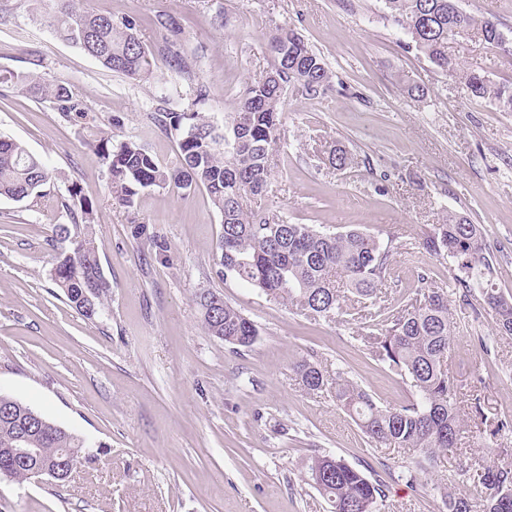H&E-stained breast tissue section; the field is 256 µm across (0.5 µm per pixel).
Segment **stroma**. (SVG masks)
Instances as JSON below:
<instances>
[{
  "label": "stroma",
  "instance_id": "35a3bbf8",
  "mask_svg": "<svg viewBox=\"0 0 512 512\" xmlns=\"http://www.w3.org/2000/svg\"><path fill=\"white\" fill-rule=\"evenodd\" d=\"M114 20L135 18L149 49L180 53L183 72L159 63L132 80L103 69L53 36L33 0H0V71L32 73L69 86L89 123L132 138L173 166V136L158 109L186 108L197 83L211 96L201 111L226 119L247 84L273 65L277 27L292 28L332 73L315 99L289 90L273 172L243 205L326 232L357 229L390 250L389 283L376 309L449 289L455 325L448 374L458 384L466 430L457 451L427 464L416 484L400 472L404 448L378 449L336 405L333 393L305 392L296 366L344 370L377 400L409 398L361 343L374 330L367 308L313 320L233 278L216 274L222 217L204 188L180 195L144 190L116 204L108 173L80 123L50 100L0 85V134L21 141L52 171L36 198L0 197V393L84 437L95 455L75 478H0V512H330L305 481L312 457L330 454L374 470L386 484L380 512H443L438 484L477 479L483 466L512 467V336L496 331L480 298L453 294L457 267L417 243L449 214L477 224L512 300V112L469 99L459 73H443L385 15L383 0H91ZM493 20L505 47L475 32L448 38L461 70L512 84V0H458ZM426 90L409 95L412 86ZM351 160L337 170L335 150ZM95 203L93 236L111 297L97 316L79 314L51 280L57 228L72 216L71 186ZM146 224L169 247L159 263L131 235ZM209 291L240 310L259 335L236 349L209 336L194 302Z\"/></svg>",
  "mask_w": 512,
  "mask_h": 512
}]
</instances>
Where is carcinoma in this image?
<instances>
[{"instance_id":"obj_1","label":"carcinoma","mask_w":512,"mask_h":512,"mask_svg":"<svg viewBox=\"0 0 512 512\" xmlns=\"http://www.w3.org/2000/svg\"><path fill=\"white\" fill-rule=\"evenodd\" d=\"M41 19L64 43L80 49L103 68L133 80L152 76L157 57L135 33L137 21L117 23L112 15L94 10L89 0H45ZM389 17L407 31L414 47L443 72L458 64L448 58V33L477 30L490 44L503 43L497 25L464 12L457 0H384ZM276 79L248 85L232 117L231 126L219 123L194 107L210 97L198 85L182 112L163 108L155 122L174 135L178 164H159L138 142L113 136L95 126L84 127L89 143L106 166L113 200L130 206L143 190L159 187L187 191L206 188L221 214L223 231L217 246V273L283 303L299 306L314 319H332L347 312L348 303L377 297L389 264V250L357 229L327 234L308 224L273 221L244 210L240 199L262 194L271 178V156L279 136L282 105L288 84L296 83L312 99L323 93L332 75L323 59L294 30L282 28L268 40ZM469 96L491 99L512 112V85H496L477 72L463 73ZM11 84L33 96L49 95L63 116L86 119L85 112L65 85H52L36 75L0 74V84ZM52 178L51 170L21 143L0 135V197L21 201L38 195ZM72 206L83 222L58 231L60 249L51 278L66 300L88 319L104 308L111 293L91 231L94 203L78 186L69 189ZM134 237L155 256L167 257V243L148 233L147 225L134 226ZM432 255L454 259L463 276L456 278L459 299L469 303L480 294L494 313L497 331L512 335V302L493 283V266L478 225L454 215L422 242ZM346 276L336 284V271ZM201 324L208 335L239 347L253 345L258 330L242 312L212 292L195 296ZM378 333L368 336L372 355L393 376L409 384L412 400L399 407L386 406L347 372L336 370L333 390L337 405L358 425L377 448H413L420 459L412 461L403 477L412 484L422 462L457 449L463 426L456 406L457 387L444 359L453 345L454 322L448 309V291L429 288L423 301L397 307L377 322ZM303 389L309 393L327 387L318 365L297 366ZM36 457L17 460L11 454L20 435ZM85 440L51 423L41 413L10 396L0 394V476L18 481L34 478L38 469H61L92 460L83 453ZM308 480L328 500L332 512H378L384 485L375 477L337 456L321 455L307 465ZM448 512H512V468L484 467L478 487L460 492L440 489Z\"/></svg>"}]
</instances>
